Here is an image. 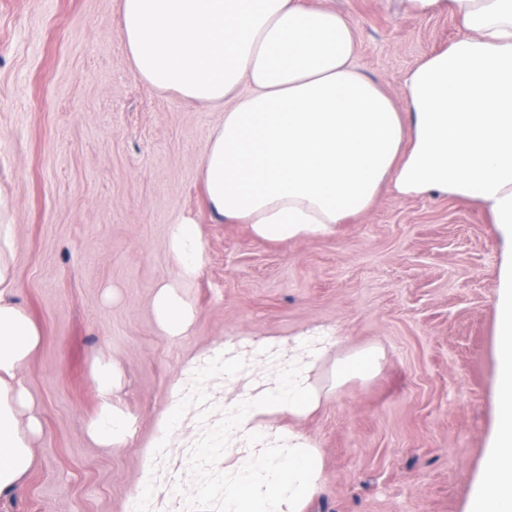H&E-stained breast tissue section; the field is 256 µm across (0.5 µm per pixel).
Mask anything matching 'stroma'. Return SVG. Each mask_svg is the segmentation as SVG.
<instances>
[{
    "instance_id": "35a3bbf8",
    "label": "stroma",
    "mask_w": 512,
    "mask_h": 512,
    "mask_svg": "<svg viewBox=\"0 0 512 512\" xmlns=\"http://www.w3.org/2000/svg\"><path fill=\"white\" fill-rule=\"evenodd\" d=\"M357 25L363 73L392 94L456 40L455 17L400 0H330ZM120 0H0V224L12 227L13 301L42 332L20 372L38 412L28 480L0 512H131L158 424L189 362L230 338L315 326L340 342L319 369L373 349L379 367L340 382L297 426L322 474L303 512H465L494 427L495 299L504 246L477 205L379 194L334 235L260 242L210 207L200 171L223 113L134 77ZM207 259L184 293L186 334L163 335L156 290L176 275L177 215ZM110 400L129 419L112 447L88 432Z\"/></svg>"
}]
</instances>
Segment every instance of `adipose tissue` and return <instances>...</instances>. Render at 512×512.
I'll return each mask as SVG.
<instances>
[{
	"label": "adipose tissue",
	"mask_w": 512,
	"mask_h": 512,
	"mask_svg": "<svg viewBox=\"0 0 512 512\" xmlns=\"http://www.w3.org/2000/svg\"><path fill=\"white\" fill-rule=\"evenodd\" d=\"M427 16L451 9L459 37L409 70L399 96L356 64L351 18L320 0H121L118 31L135 76L224 111L201 159L207 199L224 219L269 242L332 235L382 187L399 197L450 194L483 207L506 246L496 301L495 423L468 512H512V0H402ZM182 280L206 258L199 225L172 221ZM11 227L0 225V495L34 466L40 429L19 372L40 343L11 301ZM153 313L183 335L194 309L178 285ZM336 345L317 326L287 340H227L188 392L176 393L153 447L186 459L191 512H303L321 478L312 439L277 426L308 417L328 395L314 376ZM104 401L89 433L120 444L129 421L109 400L113 363L95 368Z\"/></svg>",
	"instance_id": "1"
}]
</instances>
